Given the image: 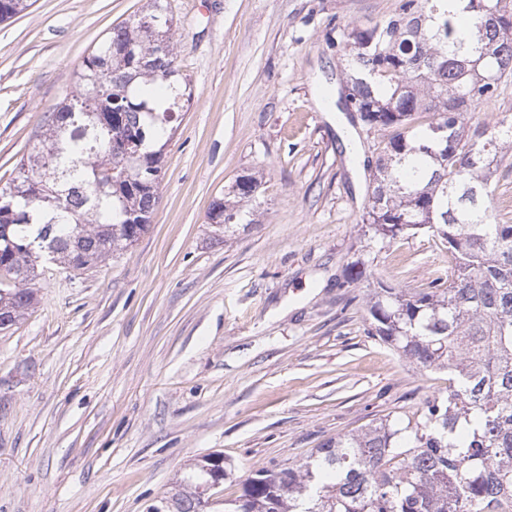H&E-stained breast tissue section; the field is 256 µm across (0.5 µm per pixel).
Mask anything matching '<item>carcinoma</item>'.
Masks as SVG:
<instances>
[{
    "instance_id": "carcinoma-1",
    "label": "carcinoma",
    "mask_w": 512,
    "mask_h": 512,
    "mask_svg": "<svg viewBox=\"0 0 512 512\" xmlns=\"http://www.w3.org/2000/svg\"><path fill=\"white\" fill-rule=\"evenodd\" d=\"M28 7L0 0V22ZM157 27L173 28L165 0L112 28L16 165L32 195L0 188V328L33 304L23 284L37 262L88 270L148 231L173 122L192 100ZM343 42L347 99L384 132L362 224L390 242L428 233L454 264L429 288L379 286L370 331L417 367L448 373V394L426 400L413 423L387 417L303 463L256 471L229 512H512V224L501 223L494 187L512 122L496 134L468 122L512 78V0H403L386 24L354 27ZM422 113L431 119L418 122ZM260 186L244 175L231 193L249 200ZM471 187L476 201H462ZM208 219L225 235L243 213L219 199ZM173 498L175 512H202L194 491Z\"/></svg>"
}]
</instances>
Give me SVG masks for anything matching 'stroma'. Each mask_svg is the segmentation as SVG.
Segmentation results:
<instances>
[{
	"label": "stroma",
	"instance_id": "1",
	"mask_svg": "<svg viewBox=\"0 0 512 512\" xmlns=\"http://www.w3.org/2000/svg\"><path fill=\"white\" fill-rule=\"evenodd\" d=\"M400 4L168 0L193 96L148 233L84 272L43 263L0 328V512H156L216 452L228 475L205 512H224L255 470L447 392L368 334L367 302L447 279L448 251L364 236L373 172L322 105L344 89L343 33ZM146 5L33 0L0 23V187L84 57ZM243 175L262 181L251 223L215 238L209 208Z\"/></svg>",
	"mask_w": 512,
	"mask_h": 512
}]
</instances>
